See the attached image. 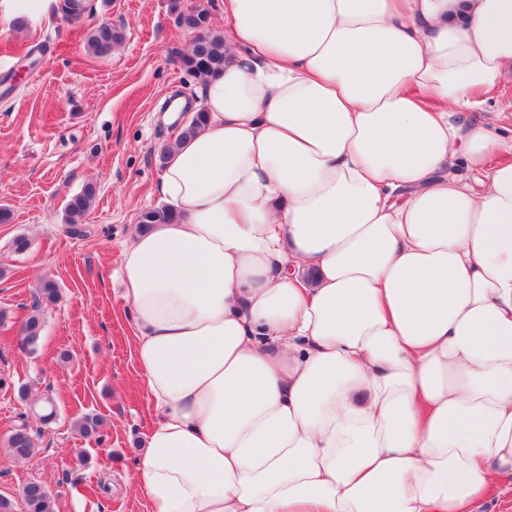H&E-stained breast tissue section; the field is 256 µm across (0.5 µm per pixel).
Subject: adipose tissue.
I'll use <instances>...</instances> for the list:
<instances>
[{
  "label": "adipose tissue",
  "mask_w": 512,
  "mask_h": 512,
  "mask_svg": "<svg viewBox=\"0 0 512 512\" xmlns=\"http://www.w3.org/2000/svg\"><path fill=\"white\" fill-rule=\"evenodd\" d=\"M205 124L121 258L152 512L512 488V0H224ZM477 172L463 180L459 166Z\"/></svg>",
  "instance_id": "ef3b65f1"
}]
</instances>
